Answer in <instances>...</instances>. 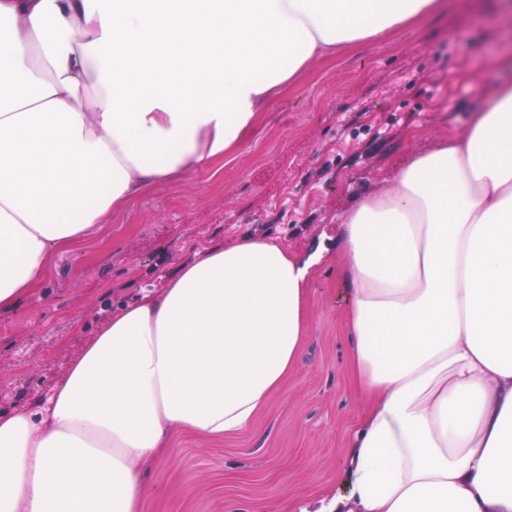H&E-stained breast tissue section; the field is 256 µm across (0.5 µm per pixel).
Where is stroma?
<instances>
[{
  "instance_id": "35a3bbf8",
  "label": "stroma",
  "mask_w": 512,
  "mask_h": 512,
  "mask_svg": "<svg viewBox=\"0 0 512 512\" xmlns=\"http://www.w3.org/2000/svg\"><path fill=\"white\" fill-rule=\"evenodd\" d=\"M447 2L313 60L223 158L54 251L39 287L0 313V412L47 397L113 309L164 288L195 250L248 235L296 253L322 245L307 337L281 389L244 433L177 435L144 478L142 512H286L339 488L366 402L351 383L336 226L512 83V29L483 0Z\"/></svg>"
}]
</instances>
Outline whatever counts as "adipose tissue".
<instances>
[{
	"label": "adipose tissue",
	"mask_w": 512,
	"mask_h": 512,
	"mask_svg": "<svg viewBox=\"0 0 512 512\" xmlns=\"http://www.w3.org/2000/svg\"><path fill=\"white\" fill-rule=\"evenodd\" d=\"M438 0H0V311L53 250L233 148L280 87ZM370 397L347 493L289 512H512V85L348 212ZM322 251L202 248L120 305L36 408L0 413V512H140L169 437L251 428L306 338Z\"/></svg>",
	"instance_id": "obj_1"
}]
</instances>
